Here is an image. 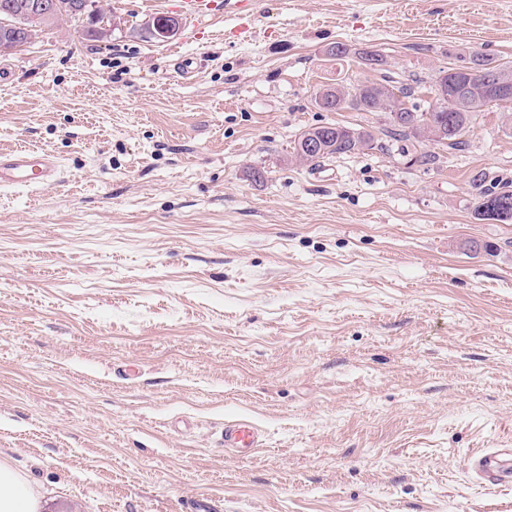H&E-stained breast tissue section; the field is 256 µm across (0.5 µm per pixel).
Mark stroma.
Wrapping results in <instances>:
<instances>
[{
  "label": "stroma",
  "mask_w": 512,
  "mask_h": 512,
  "mask_svg": "<svg viewBox=\"0 0 512 512\" xmlns=\"http://www.w3.org/2000/svg\"><path fill=\"white\" fill-rule=\"evenodd\" d=\"M215 2L160 42L172 0H100L111 40L0 53V149L61 177L0 188V459L40 512H512L474 469L512 448V224L474 217L477 177L512 184V103L427 164L291 157L310 127L384 129L313 101L369 78L360 52L426 87L512 60V0ZM235 419L253 457L224 450ZM148 33L156 40L166 41L174 37L179 30L177 19L172 16H158L146 22ZM262 445L259 430L250 422L234 420L224 424V448L238 457H249Z\"/></svg>",
  "instance_id": "35a3bbf8"
}]
</instances>
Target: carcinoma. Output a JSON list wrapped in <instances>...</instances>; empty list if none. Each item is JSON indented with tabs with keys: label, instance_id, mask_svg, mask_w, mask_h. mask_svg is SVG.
<instances>
[{
	"label": "carcinoma",
	"instance_id": "1",
	"mask_svg": "<svg viewBox=\"0 0 512 512\" xmlns=\"http://www.w3.org/2000/svg\"><path fill=\"white\" fill-rule=\"evenodd\" d=\"M56 5L44 26L48 27L61 20L80 22L75 11L76 0H51ZM18 47L28 43V36L19 29H0V45ZM502 71L512 72V61L496 59H477L472 65H456L447 68L448 85L444 96L439 90L427 103L425 109L410 104L413 88L387 72L379 73L377 79L359 80L345 86H327L320 89L314 98L316 106L324 111L340 112L355 110L358 112H384L388 115V127L384 142L367 130L352 129L339 124L328 123L309 128L302 132L294 142L292 155L295 160L317 167L326 160L337 156H349L359 151H389V142H423L421 131L442 132L437 138L430 139L434 145L448 152L465 149L474 115L483 112L492 104L504 100L497 87L487 82V78ZM400 112V119L392 117L393 111ZM319 139L321 146L316 154H308L303 148L309 136ZM476 210L483 220L492 219L502 224H512V186L480 194Z\"/></svg>",
	"mask_w": 512,
	"mask_h": 512
}]
</instances>
